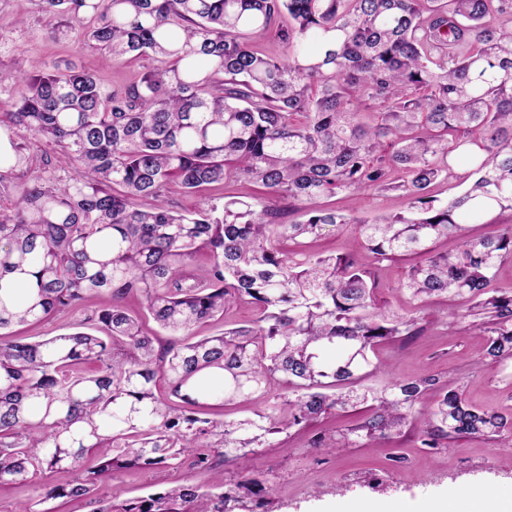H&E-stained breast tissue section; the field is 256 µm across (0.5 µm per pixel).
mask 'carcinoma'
Returning <instances> with one entry per match:
<instances>
[{"mask_svg":"<svg viewBox=\"0 0 512 512\" xmlns=\"http://www.w3.org/2000/svg\"><path fill=\"white\" fill-rule=\"evenodd\" d=\"M53 37L84 24V43L105 56H149L156 65L105 92L93 74L43 65L22 79L0 113V335L82 304L110 301L74 332L36 342L0 341V486L72 466L87 453L98 469L54 485L18 512H57L55 501L94 497L114 471L232 455L241 480L219 473L205 490L178 486L96 512H228L243 489L263 506L266 481L250 455L272 435L334 410L370 411L342 440L349 448L411 422L425 448L493 433L512 443V419L468 404L454 390L421 415L413 408L434 378L372 385L376 346L421 330L426 300L470 303L485 336L482 358L512 359V293L491 288L512 258V224L474 239L466 219L512 213V0H37ZM274 35L275 60L246 41ZM46 141L74 171L45 181L26 140ZM226 179L263 197L208 202L186 213L170 186L192 193ZM467 183L440 203L432 187ZM399 190L404 213L363 221L318 201ZM301 206L280 220L277 203ZM355 223L361 256L307 248L328 227ZM460 243L437 253L441 239ZM209 257L205 278L192 264ZM418 255L400 284L415 312L380 310L374 268ZM135 292L169 336L160 346L121 305ZM248 304L259 316L214 336L193 327ZM332 347L336 358H324ZM95 363L92 373L74 371ZM223 379L224 403L288 391L243 419L185 414ZM167 383L171 399L156 393Z\"/></svg>","mask_w":512,"mask_h":512,"instance_id":"carcinoma-1","label":"carcinoma"}]
</instances>
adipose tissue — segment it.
<instances>
[{"label":"adipose tissue","instance_id":"adipose-tissue-1","mask_svg":"<svg viewBox=\"0 0 512 512\" xmlns=\"http://www.w3.org/2000/svg\"><path fill=\"white\" fill-rule=\"evenodd\" d=\"M334 509L335 512H512V496L472 484L418 500L407 510L377 499L347 497L340 498Z\"/></svg>","mask_w":512,"mask_h":512}]
</instances>
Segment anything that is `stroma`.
I'll return each mask as SVG.
<instances>
[{
  "label": "stroma",
  "mask_w": 512,
  "mask_h": 512,
  "mask_svg": "<svg viewBox=\"0 0 512 512\" xmlns=\"http://www.w3.org/2000/svg\"><path fill=\"white\" fill-rule=\"evenodd\" d=\"M46 61L91 72L108 92L138 81L154 65L147 56L104 59L85 47L77 29L68 39H54L35 0H0V72L23 76ZM257 192L252 184L228 181L194 194L175 187L169 199L177 209L193 211L210 198ZM322 204L367 220L395 215L407 208V200L399 191L371 194L359 207L342 194L324 198ZM416 263V258L407 256L378 267L377 297L382 309L400 313L412 309L413 302L400 283ZM102 303L101 297H89L78 307L16 326L13 334L22 341H35L82 330L86 315ZM423 323L421 335L380 346L378 356L393 378L433 377L437 383L425 393V400H433L446 390H459L470 404L512 416V360L481 363L484 338L473 317L468 316L466 302L458 298L431 300L425 307ZM358 418V413L340 412L292 428L282 434L280 444L257 449L250 466L274 487L267 505L269 512H329L336 500L346 495L404 505L474 481L485 483L497 493L512 494V448L505 447L497 437L455 438L447 447L432 449L422 447L416 429L407 426L365 447L313 451L314 439L335 434ZM213 463L210 469L184 465L115 472L102 478L97 497L129 499L175 486H204L217 469L223 471L227 484L237 482L234 463L218 456ZM96 464V456L90 453L84 456L80 469ZM80 469L37 473L24 483L0 487V512H16L21 502L41 493L45 486L71 483Z\"/></svg>",
  "instance_id": "obj_1"
}]
</instances>
